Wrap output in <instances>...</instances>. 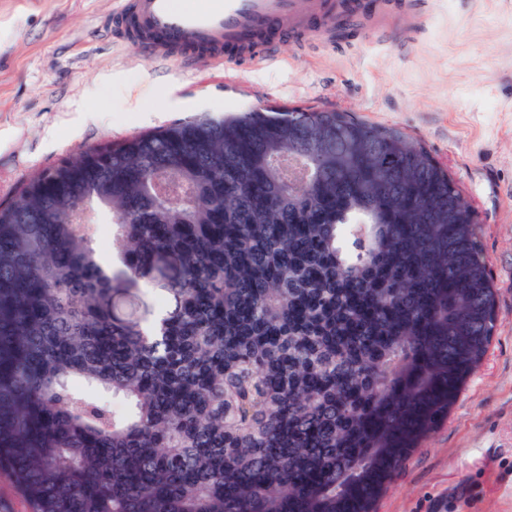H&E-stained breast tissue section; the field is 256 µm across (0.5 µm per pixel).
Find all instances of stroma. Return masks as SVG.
I'll return each mask as SVG.
<instances>
[{"instance_id":"stroma-1","label":"stroma","mask_w":512,"mask_h":512,"mask_svg":"<svg viewBox=\"0 0 512 512\" xmlns=\"http://www.w3.org/2000/svg\"><path fill=\"white\" fill-rule=\"evenodd\" d=\"M434 2L416 37L397 21L342 44L321 23L271 59L182 70L113 36L119 0H0V202L86 148L201 112L335 109L406 133L479 219L497 323L375 509L512 512V0Z\"/></svg>"}]
</instances>
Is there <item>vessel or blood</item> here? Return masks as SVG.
Masks as SVG:
<instances>
[{
  "instance_id": "vessel-or-blood-1",
  "label": "vessel or blood",
  "mask_w": 512,
  "mask_h": 512,
  "mask_svg": "<svg viewBox=\"0 0 512 512\" xmlns=\"http://www.w3.org/2000/svg\"><path fill=\"white\" fill-rule=\"evenodd\" d=\"M317 8L316 0L306 8L301 0H121L116 15L123 41L186 68L201 50L265 58L280 45L278 25L299 27Z\"/></svg>"
}]
</instances>
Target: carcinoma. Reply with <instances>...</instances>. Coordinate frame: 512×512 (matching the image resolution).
I'll return each mask as SVG.
<instances>
[{
	"label": "carcinoma",
	"mask_w": 512,
	"mask_h": 512,
	"mask_svg": "<svg viewBox=\"0 0 512 512\" xmlns=\"http://www.w3.org/2000/svg\"><path fill=\"white\" fill-rule=\"evenodd\" d=\"M465 210L425 148L328 109L44 168L0 203V472L29 512H373L493 336ZM89 233L96 239L102 248L101 250L106 259H112L116 256V247L112 244V224L101 217L92 214L89 221Z\"/></svg>",
	"instance_id": "carcinoma-1"
}]
</instances>
